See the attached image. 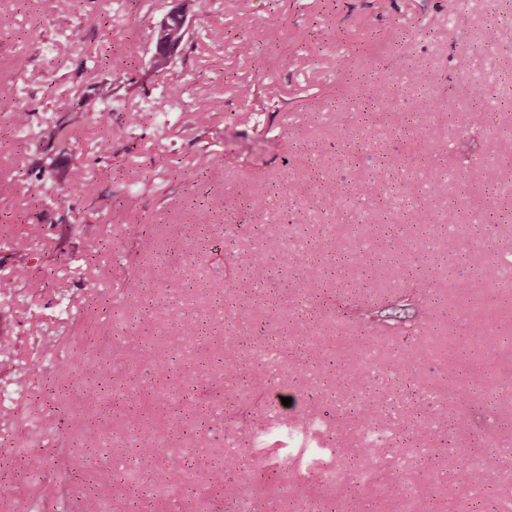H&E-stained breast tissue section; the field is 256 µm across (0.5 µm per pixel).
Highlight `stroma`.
<instances>
[{"mask_svg":"<svg viewBox=\"0 0 512 512\" xmlns=\"http://www.w3.org/2000/svg\"><path fill=\"white\" fill-rule=\"evenodd\" d=\"M186 7L183 49L159 74L152 35L170 0H0V73L28 114L20 129L0 109V331L15 350L0 380L16 386L0 423L48 435L13 459L0 512L38 498L55 512L57 486L37 480L54 446L71 448V469L88 475L129 460L131 414L140 429L173 433L142 471L170 464L176 448L218 447L215 424L196 421V382L229 340L269 336L288 341L277 383L258 363L216 375L243 453L224 467L227 494L196 487L185 512L216 499L233 512V488L271 466L288 476L251 512H331L301 456L360 447L368 425L376 492L343 512H396L406 484L433 512H492L512 499V454L469 483L457 467L486 432L512 443V287L481 285L491 255L512 256V197L487 199L500 219L490 232L473 226L465 194L475 164L486 184L512 182L500 163L512 132L473 131L468 89L487 83L489 105L512 124V55L489 57L512 43V0H464L460 36L444 0ZM103 81L112 99L100 114L53 137ZM174 83L186 85L182 98L162 95ZM379 83L391 91L381 102ZM420 93L436 111L398 107ZM301 167L316 179L298 195L289 177ZM287 224L302 225L306 256L280 247ZM276 263L294 287L273 277ZM492 313L494 332L482 334ZM35 321L42 337L29 333ZM48 338L68 356L72 391L59 407L53 379L18 382L44 364ZM91 388L99 406L83 398ZM86 433L98 450L82 449ZM418 448L432 467L415 465Z\"/></svg>","mask_w":512,"mask_h":512,"instance_id":"stroma-1","label":"stroma"}]
</instances>
